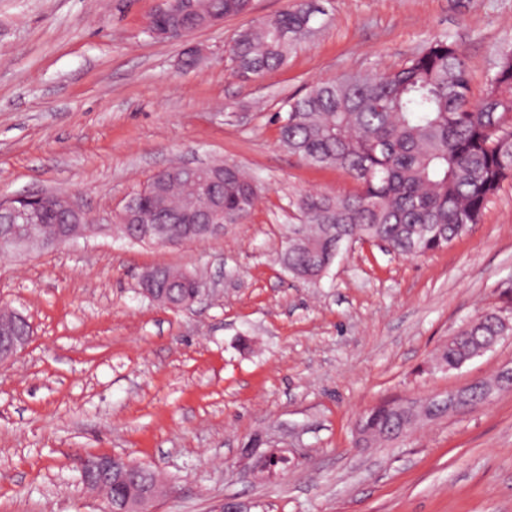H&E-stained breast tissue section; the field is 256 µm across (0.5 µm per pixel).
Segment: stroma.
<instances>
[{"label":"stroma","mask_w":512,"mask_h":512,"mask_svg":"<svg viewBox=\"0 0 512 512\" xmlns=\"http://www.w3.org/2000/svg\"><path fill=\"white\" fill-rule=\"evenodd\" d=\"M313 33L287 61L239 77L225 55L246 15L181 42L148 30L160 0H0V199L74 198L84 234L0 255V305L34 335L0 366V512H104L80 462L109 455L170 485L154 512H512V389L360 441L369 408L439 398L512 367V336L457 369L441 349L494 308L512 318V179L448 249L343 250L314 282L280 263L306 192L354 191L279 141L277 112L317 81L383 73L436 37L455 41L480 97L512 0H314ZM235 164L261 198L221 237L131 241L112 217L172 164ZM183 269L209 295L174 311L145 298L149 268ZM285 450L254 477L246 449Z\"/></svg>","instance_id":"stroma-1"}]
</instances>
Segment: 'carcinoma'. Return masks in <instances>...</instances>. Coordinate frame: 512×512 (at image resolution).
Here are the masks:
<instances>
[{
	"label": "carcinoma",
	"instance_id": "carcinoma-1",
	"mask_svg": "<svg viewBox=\"0 0 512 512\" xmlns=\"http://www.w3.org/2000/svg\"><path fill=\"white\" fill-rule=\"evenodd\" d=\"M226 17L250 9L249 0H206ZM316 8L308 0L268 15L241 30L230 48L237 71L259 76L283 65L312 31ZM280 122L281 144L307 164L345 172L356 190L308 192L294 202L300 223L288 225L280 255L289 274L313 280L335 260L332 238L346 244H379L402 256L448 248L481 222L502 183L512 178V42L498 53L483 95L471 96L470 74L459 46L429 41L397 68L379 74L350 72L311 84L288 99ZM256 180L237 165H224V218L246 219L257 200ZM193 188L171 185L163 196L139 197L144 213L175 223ZM512 334L490 309L467 324L439 356L456 369L484 352L495 336ZM483 381L458 393L463 407L485 402ZM416 409L399 404L370 409L372 432L402 430Z\"/></svg>",
	"mask_w": 512,
	"mask_h": 512
}]
</instances>
